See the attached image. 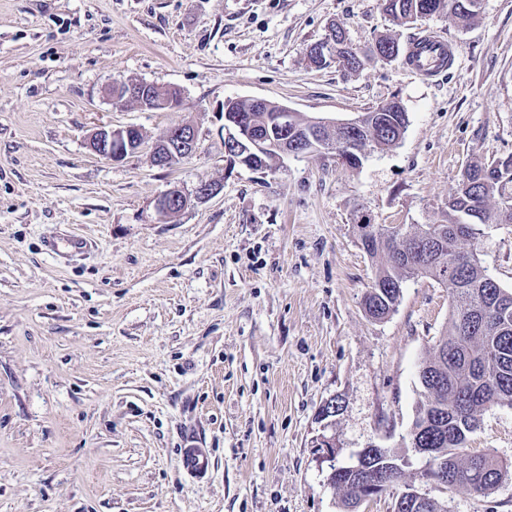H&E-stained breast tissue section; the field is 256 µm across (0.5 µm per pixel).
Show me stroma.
Listing matches in <instances>:
<instances>
[{"instance_id": "35a3bbf8", "label": "stroma", "mask_w": 512, "mask_h": 512, "mask_svg": "<svg viewBox=\"0 0 512 512\" xmlns=\"http://www.w3.org/2000/svg\"><path fill=\"white\" fill-rule=\"evenodd\" d=\"M334 23L363 50L431 29L456 59L432 80L401 57L308 66ZM135 81L178 88L179 107L107 93ZM228 99L335 119L396 99L409 124L355 168L320 151L252 171L224 156ZM186 121L196 153L154 165ZM102 125L139 128L141 148L98 156ZM509 154L512 0H483L466 28L443 12L399 25L382 0H0V512H342L331 468L371 443L443 512H512V406L469 436L509 469L489 495L423 481L404 439L448 290L407 280L370 318L376 266L355 230L441 223L466 163ZM202 179L222 191L159 218L160 197ZM67 232L87 249L48 253ZM477 252L512 291V224L484 226ZM190 440L212 453L207 483L180 467Z\"/></svg>"}]
</instances>
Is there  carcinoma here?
Here are the masks:
<instances>
[{
	"instance_id": "cac0c4a2",
	"label": "carcinoma",
	"mask_w": 512,
	"mask_h": 512,
	"mask_svg": "<svg viewBox=\"0 0 512 512\" xmlns=\"http://www.w3.org/2000/svg\"><path fill=\"white\" fill-rule=\"evenodd\" d=\"M386 12L402 24L422 11L444 8L448 17L465 28L477 17L481 0H383ZM372 112L362 114L367 126L359 133L373 149L395 145L405 134L407 112L392 113L391 125H371ZM471 176L460 180L448 195L445 219L440 224H416L410 240L400 242L393 227L379 224L362 243L372 259L381 258L369 286L370 317L382 320L395 308L402 284L426 277L448 288V331L420 370L425 401L408 436L411 448H433L444 461L448 486H462L484 496L507 476L490 453L467 446L468 425L481 412L512 403V320L495 317L497 307L512 304V291L502 288L487 273L466 245L490 222L512 224V154L468 164ZM334 486L343 491L345 512L370 495L348 473Z\"/></svg>"
}]
</instances>
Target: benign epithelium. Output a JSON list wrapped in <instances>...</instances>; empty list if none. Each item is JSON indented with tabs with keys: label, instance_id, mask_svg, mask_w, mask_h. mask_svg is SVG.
<instances>
[{
	"label": "benign epithelium",
	"instance_id": "benign-epithelium-1",
	"mask_svg": "<svg viewBox=\"0 0 512 512\" xmlns=\"http://www.w3.org/2000/svg\"><path fill=\"white\" fill-rule=\"evenodd\" d=\"M317 63L328 64L339 60L340 46L334 36L311 45ZM117 99L124 98L147 110L173 111L178 108L180 96H169L160 99L154 96L149 83L128 84L113 92ZM255 108L266 112L264 118V135L255 133L252 117H245L230 110L224 105L223 124L218 133L224 141V157L231 165H240L251 170L266 168V157L269 151L277 152L278 159L286 156H298L309 150H324L334 155L341 164L358 163L364 155L357 134L362 131L361 117L341 120L309 117L302 126L294 124V113L283 105H276L270 110L269 101L253 99ZM340 129L346 136L339 140H329L326 134ZM142 145L140 130L134 126L113 129L102 126L95 130L90 138L91 150L100 157L112 162L123 160L135 153ZM197 150V134L193 125L181 123L172 127L166 135L155 144L153 159L156 165L169 167L172 164L195 154ZM221 185L210 180H200L193 194L187 195L179 188H173L163 195L156 205L160 217L165 218L175 209H184L191 202H202L214 196ZM416 452L426 458L422 470L423 478L443 483V473L435 455L429 448H418ZM387 449L378 446L365 448L358 458L357 464L338 467L333 472L350 471L369 485H375L382 473L401 469L396 464H387Z\"/></svg>",
	"mask_w": 512,
	"mask_h": 512
}]
</instances>
